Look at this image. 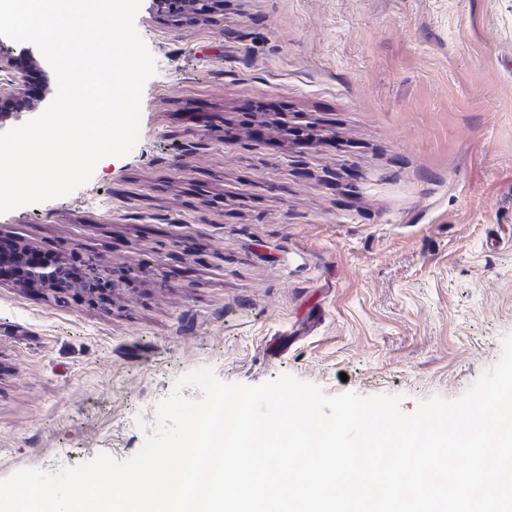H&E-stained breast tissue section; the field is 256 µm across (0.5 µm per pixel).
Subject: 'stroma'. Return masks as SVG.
Masks as SVG:
<instances>
[{
    "instance_id": "35a3bbf8",
    "label": "stroma",
    "mask_w": 512,
    "mask_h": 512,
    "mask_svg": "<svg viewBox=\"0 0 512 512\" xmlns=\"http://www.w3.org/2000/svg\"><path fill=\"white\" fill-rule=\"evenodd\" d=\"M140 135L0 240V480L137 454L182 379L460 397L512 335V0H141ZM0 262H11L22 265L26 271V280L21 283L25 288H48L50 290H72L80 289L90 292L96 298H102L110 289V282L102 278H95L99 273L98 265L95 262H87L88 275L91 279L87 280L86 288L81 285L72 283L71 281H84L87 279L85 269L82 265L70 264L66 267L61 262L54 268L44 267L37 264L27 262L25 251H17L13 254L4 255L0 252ZM71 280V281H68ZM94 278V279H93ZM63 288H58L59 286Z\"/></svg>"
}]
</instances>
